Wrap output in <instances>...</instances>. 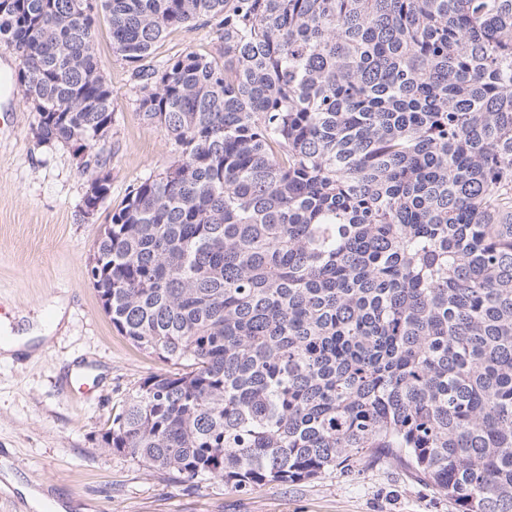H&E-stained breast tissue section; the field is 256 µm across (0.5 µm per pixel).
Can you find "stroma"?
Masks as SVG:
<instances>
[{"instance_id":"1","label":"stroma","mask_w":512,"mask_h":512,"mask_svg":"<svg viewBox=\"0 0 512 512\" xmlns=\"http://www.w3.org/2000/svg\"><path fill=\"white\" fill-rule=\"evenodd\" d=\"M95 40L115 112L103 147L110 192L93 217L82 212L89 177L73 147L37 145L34 112L21 94L0 90V336L20 328V315L48 316L57 299L67 318L37 359L0 360V460L26 485L67 499L68 512H456L446 495L391 461L352 477L331 469L240 493L218 478L173 482L105 447L101 435L128 396L172 365L114 327L89 264L110 213L137 184L164 173L177 152L163 126L141 120L138 83L113 50L106 19ZM223 49L213 26L192 22L168 29L153 59Z\"/></svg>"}]
</instances>
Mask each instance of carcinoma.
<instances>
[{"label": "carcinoma", "instance_id": "1", "mask_svg": "<svg viewBox=\"0 0 512 512\" xmlns=\"http://www.w3.org/2000/svg\"><path fill=\"white\" fill-rule=\"evenodd\" d=\"M178 159L97 242L143 379L101 438L235 491L393 461L457 512H512V0H100ZM89 0H0L39 146L88 158L112 87ZM224 57L161 64L174 26ZM223 50L224 43L213 26L192 22L168 29L156 44L152 61H165L188 51H206L216 55Z\"/></svg>", "mask_w": 512, "mask_h": 512}]
</instances>
